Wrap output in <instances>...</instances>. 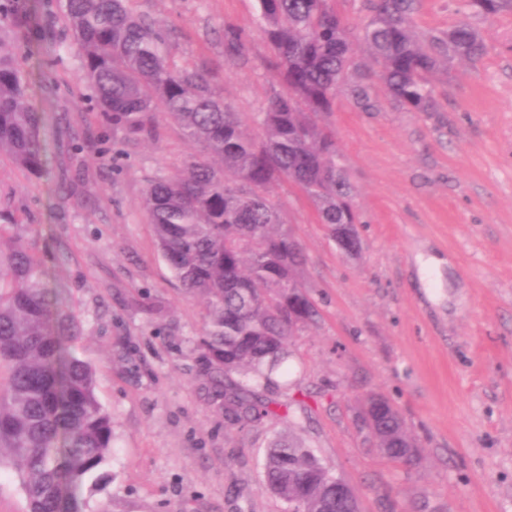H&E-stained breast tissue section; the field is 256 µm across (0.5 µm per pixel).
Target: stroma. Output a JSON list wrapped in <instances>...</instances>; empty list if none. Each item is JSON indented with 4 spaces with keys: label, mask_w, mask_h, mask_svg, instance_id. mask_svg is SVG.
I'll return each instance as SVG.
<instances>
[{
    "label": "stroma",
    "mask_w": 512,
    "mask_h": 512,
    "mask_svg": "<svg viewBox=\"0 0 512 512\" xmlns=\"http://www.w3.org/2000/svg\"><path fill=\"white\" fill-rule=\"evenodd\" d=\"M34 27L0 30L42 116L46 168L35 176L0 157V207L70 294L82 333L73 344L96 370L112 415L113 480L91 512H284L263 481L276 434L302 440L356 491L361 512H512V15L481 22L475 64L440 74L439 111L364 112L347 96L334 129L356 190L361 250L347 257L314 205L288 183L274 193L282 228L304 248L297 278L312 321L289 339L287 387L269 391L287 413L246 430L211 402L196 347L203 302L183 292L157 246L142 200L150 179L195 153L163 122L153 143L130 144L98 113L58 0H28ZM168 26L171 53L204 58L224 76L243 118L276 90L264 60L256 0H132ZM460 0H420V33L460 16ZM245 33L244 57L224 51V28ZM444 265L423 277L420 261ZM371 393L389 398L421 449L412 470L385 457L356 421Z\"/></svg>",
    "instance_id": "obj_1"
}]
</instances>
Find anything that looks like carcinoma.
I'll return each instance as SVG.
<instances>
[{"label":"carcinoma","instance_id":"1","mask_svg":"<svg viewBox=\"0 0 512 512\" xmlns=\"http://www.w3.org/2000/svg\"><path fill=\"white\" fill-rule=\"evenodd\" d=\"M259 31L280 87L252 122L224 97V77L202 61H171L169 31L135 12L129 0H60L92 109L128 142L153 139L171 121L199 150L173 176L149 181L143 211L175 279L205 300L209 318L198 347L214 400L244 430L271 414L262 390L288 364L286 343L312 317L296 273L303 250L280 229L273 189L286 181L316 207L331 237L358 224L355 189L323 122L344 92L364 112L375 87L408 112L440 111L433 78L455 62L485 54L477 21L512 15V0H463L462 17L419 37L418 0H369L353 49L348 21L334 0H256ZM20 0H0V29L20 27ZM246 36L224 27V49L244 55ZM41 117L27 102L14 55L0 47V155L33 175L44 170ZM81 320L62 292L49 288L41 258L0 208V470L18 481L26 512H86L85 488L104 489L112 453V416L96 394L95 372L72 352ZM240 379L234 380L231 374ZM371 428L375 445L408 468L420 450L390 401ZM267 488L303 512H354L336 498L340 478L300 442L276 436L264 458Z\"/></svg>","mask_w":512,"mask_h":512}]
</instances>
